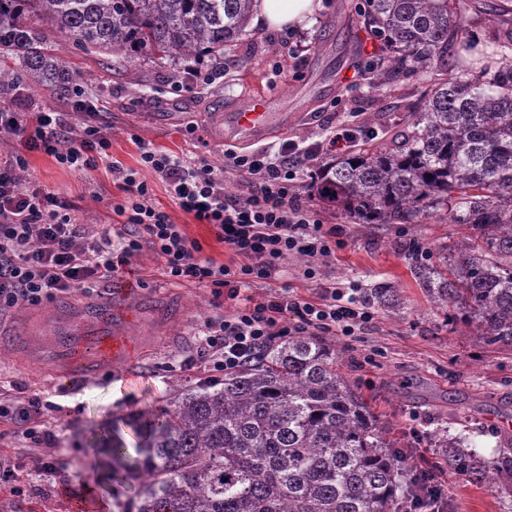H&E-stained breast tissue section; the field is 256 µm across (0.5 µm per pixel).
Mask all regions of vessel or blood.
<instances>
[{
    "mask_svg": "<svg viewBox=\"0 0 512 512\" xmlns=\"http://www.w3.org/2000/svg\"><path fill=\"white\" fill-rule=\"evenodd\" d=\"M272 121L263 95L253 96L232 116L234 128L245 135L266 130ZM129 295V289L120 288L109 302L78 311L59 308L49 317L34 315L22 335L0 337V346L9 344L43 360L64 384L95 378L109 369L130 373L145 336L161 325L166 310L141 308Z\"/></svg>",
    "mask_w": 512,
    "mask_h": 512,
    "instance_id": "1",
    "label": "vessel or blood"
}]
</instances>
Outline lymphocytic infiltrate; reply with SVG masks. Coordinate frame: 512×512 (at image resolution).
Listing matches in <instances>:
<instances>
[{
	"mask_svg": "<svg viewBox=\"0 0 512 512\" xmlns=\"http://www.w3.org/2000/svg\"><path fill=\"white\" fill-rule=\"evenodd\" d=\"M65 127L63 113L29 116L13 105H0V133L16 137L27 151L52 156L74 170L110 169L120 193L110 203L117 222L99 232L84 227L73 206L57 194L21 184L18 171L26 165L24 158L0 161V310L20 303L39 307L72 290L98 288L147 248L160 260L162 275L174 283L208 288L214 298L234 300L230 315L200 327L196 357L180 362L187 371L205 365L214 380L277 338L349 336L372 320L363 301L330 285L319 286L308 298L285 289L260 299L244 292L254 281L271 279L290 259L331 254L321 224L295 192L307 154L292 142L273 155L227 152L220 168L203 155L181 157L145 144L141 167L135 170L111 160V141L98 126L86 125L68 142ZM228 170L249 174L248 194L225 193ZM155 179L184 213L214 229L232 254L228 262L202 256L199 243L155 205ZM50 408L36 392L0 401V423L13 425L33 444L49 446L56 439L45 418Z\"/></svg>",
	"mask_w": 512,
	"mask_h": 512,
	"instance_id": "1",
	"label": "lymphocytic infiltrate"
}]
</instances>
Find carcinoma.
<instances>
[{
    "label": "carcinoma",
    "instance_id": "obj_1",
    "mask_svg": "<svg viewBox=\"0 0 512 512\" xmlns=\"http://www.w3.org/2000/svg\"><path fill=\"white\" fill-rule=\"evenodd\" d=\"M255 0H0V56L31 85L62 95L82 73L61 63L53 31L100 54L150 52L186 62L248 33ZM379 41L363 69L377 92L395 70L429 81L423 108L389 144H364L315 170L319 198L357 224H415L441 210L466 232L437 247H408L414 273L451 322L475 325L485 344L512 346V24L492 52L448 75V56L471 18L465 0H361ZM371 298L394 309V291ZM336 344L283 338L219 382L173 390L170 405L127 424L136 457L117 435L107 452L142 477L135 512H405L424 469L406 462L342 371ZM454 473L512 495V447L485 458L436 441Z\"/></svg>",
    "mask_w": 512,
    "mask_h": 512
}]
</instances>
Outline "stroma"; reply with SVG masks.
I'll list each match as a JSON object with an SVG mask.
<instances>
[{
  "label": "stroma",
  "instance_id": "stroma-1",
  "mask_svg": "<svg viewBox=\"0 0 512 512\" xmlns=\"http://www.w3.org/2000/svg\"><path fill=\"white\" fill-rule=\"evenodd\" d=\"M500 11L473 13L469 50H457L448 59L449 72L462 60L476 59L486 50L485 34L502 20L512 0H497ZM358 0H315L312 16L298 27L253 26L250 35L224 52V66L215 82L205 86L194 77L195 63L178 59L139 57L127 62L120 56L86 52L75 39L56 37L55 47L66 65L82 70L80 89L97 105L94 116L76 107L72 97H60L29 87L24 77L0 85V101L20 112H63L71 135L86 122L102 128L112 142L110 153L124 167H138L139 142L183 155L205 154L212 164L224 163V153L277 149L285 141L307 146L324 140L339 128L357 127L368 140L387 143L404 131L411 112L423 103L420 77L400 76L381 95L368 94L356 61H368L377 44L362 28ZM183 90L170 93L171 83ZM257 94L267 96L274 125L263 136L243 140L218 136L214 113L234 112ZM196 134H189L190 126ZM25 154L22 183L47 188L74 206L79 223L95 230L112 225L109 206L118 193L105 168L73 170L42 153H25L19 140L0 134V157ZM309 176L298 179L296 192L331 238L334 257L312 265L296 258L269 280L272 289H293L307 296L320 282L369 294L379 283L394 288L401 309L393 314L377 308L372 321L354 335L333 340L350 380L380 414L393 437L407 445L411 460L433 458L432 437L444 434L461 441L465 450L486 457L512 446L506 426H512V348L480 343L473 326H448L443 311L434 307L427 289L416 279L402 245L416 239L436 246L461 234L445 213L422 217L415 224H357L342 207L322 201ZM155 203L175 223L184 225L204 255L225 260L223 243L210 226L195 223L170 199L161 182H154ZM314 278H304L307 269ZM136 297L170 304L173 314L146 346L134 375L124 377L121 392H114V375L65 389L51 372L36 362L16 363L0 354V396L21 391L42 393L53 408L48 420L57 442L52 450L58 464L52 473L35 469L44 449L27 446L21 434L0 428V456L18 465L17 489H0V512H75V491L95 484L109 503L108 512H130L138 497V482L109 479L93 446L103 428L116 424L123 436L131 431L129 416L149 407L166 405L175 382L197 384L199 374L180 371L178 363L195 352V333L206 320L223 317L231 303L216 306L210 289L171 284L160 274V262L142 250L119 273ZM448 497L453 512H512V497L449 475Z\"/></svg>",
  "mask_w": 512,
  "mask_h": 512
}]
</instances>
